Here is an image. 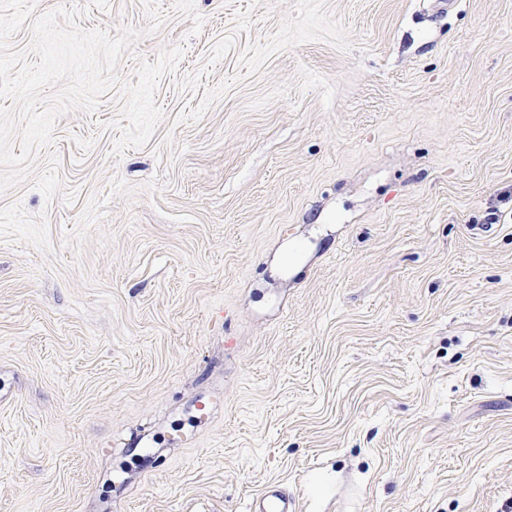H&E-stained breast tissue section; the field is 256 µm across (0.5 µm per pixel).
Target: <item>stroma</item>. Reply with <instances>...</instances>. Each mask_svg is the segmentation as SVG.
<instances>
[{"mask_svg": "<svg viewBox=\"0 0 512 512\" xmlns=\"http://www.w3.org/2000/svg\"><path fill=\"white\" fill-rule=\"evenodd\" d=\"M181 47L143 147L0 191V512L512 501V0H37ZM295 494L280 482H269L250 499L248 512H299Z\"/></svg>", "mask_w": 512, "mask_h": 512, "instance_id": "1", "label": "stroma"}]
</instances>
